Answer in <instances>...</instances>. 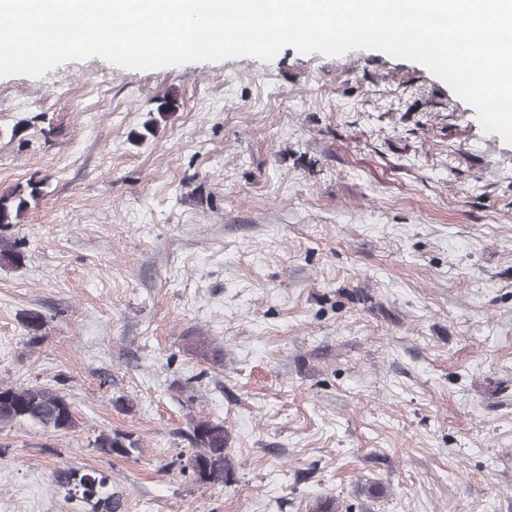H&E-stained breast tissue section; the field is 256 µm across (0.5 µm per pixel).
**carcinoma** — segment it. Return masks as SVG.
Masks as SVG:
<instances>
[{"instance_id": "obj_1", "label": "carcinoma", "mask_w": 512, "mask_h": 512, "mask_svg": "<svg viewBox=\"0 0 512 512\" xmlns=\"http://www.w3.org/2000/svg\"><path fill=\"white\" fill-rule=\"evenodd\" d=\"M43 181L32 180L27 190L15 189L0 194V232L9 228L28 209L29 200L42 194ZM0 259L16 266L22 264L24 255L0 236ZM30 343L41 339L43 318L30 312L25 319ZM192 349L204 358L220 357L221 350L208 340L197 337L191 342ZM31 423L53 432H68L76 427L71 403L55 390L42 386L0 387V427ZM193 447L187 467L194 480L201 484H218L231 479L236 464L226 454L228 432L224 422L200 418L193 422L188 434ZM94 445L106 455L129 457L136 450L135 442L126 435L99 434ZM56 485L63 489L70 500L90 506V512H119V496L112 493L108 478L95 470L61 469L55 475Z\"/></svg>"}]
</instances>
